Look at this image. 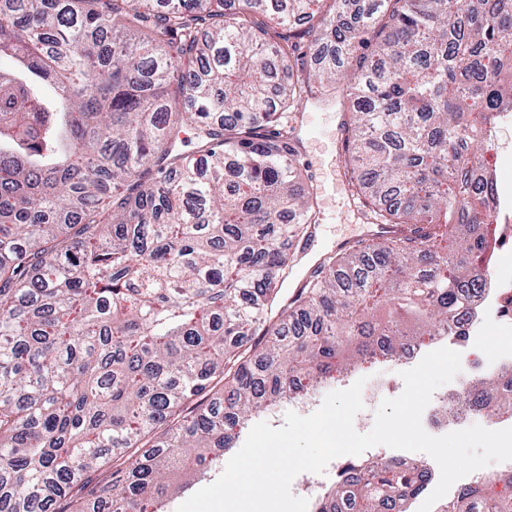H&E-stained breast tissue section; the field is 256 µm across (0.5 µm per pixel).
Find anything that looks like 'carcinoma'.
<instances>
[{
    "mask_svg": "<svg viewBox=\"0 0 512 512\" xmlns=\"http://www.w3.org/2000/svg\"><path fill=\"white\" fill-rule=\"evenodd\" d=\"M144 2L0 0V512H167L252 413L466 309L495 251L512 0ZM317 84L352 101L354 198L411 235L331 253L282 298L317 223L294 149ZM482 385L512 412V379ZM424 482L388 464L319 512H406Z\"/></svg>",
    "mask_w": 512,
    "mask_h": 512,
    "instance_id": "carcinoma-1",
    "label": "carcinoma"
}]
</instances>
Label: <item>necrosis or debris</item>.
I'll use <instances>...</instances> for the list:
<instances>
[{
    "instance_id": "1",
    "label": "necrosis or debris",
    "mask_w": 512,
    "mask_h": 512,
    "mask_svg": "<svg viewBox=\"0 0 512 512\" xmlns=\"http://www.w3.org/2000/svg\"><path fill=\"white\" fill-rule=\"evenodd\" d=\"M403 343L404 352L397 360L398 373L363 388L364 408L356 416L360 428L372 427L371 408L374 404L402 392L401 371L414 367L425 354L441 347L460 353L461 371L448 387L434 392L421 418L425 431L433 436H442L449 429L461 430L476 424L491 430L512 427L511 416L491 408L475 413L462 411L454 417L448 414L449 403L466 396L476 397L479 390L477 375L512 371V277L503 275L498 266H490L487 270L477 305L458 324L426 340L405 337ZM347 465V459L339 457L329 463L324 474H299L291 485L293 494L308 498L310 506H317L337 478L344 476ZM506 476H512V461L497 464L492 473L477 470L455 482L450 492L433 505L431 512H444L445 507L454 503L464 491L485 494L498 478Z\"/></svg>"
}]
</instances>
